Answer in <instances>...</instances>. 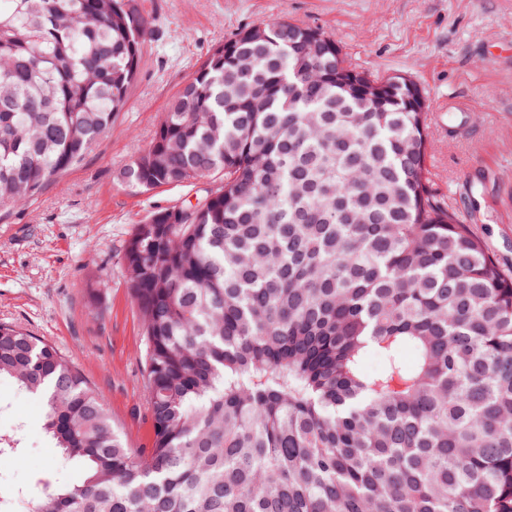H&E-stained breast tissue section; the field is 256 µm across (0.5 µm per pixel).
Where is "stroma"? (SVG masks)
Instances as JSON below:
<instances>
[{"label":"stroma","mask_w":512,"mask_h":512,"mask_svg":"<svg viewBox=\"0 0 512 512\" xmlns=\"http://www.w3.org/2000/svg\"><path fill=\"white\" fill-rule=\"evenodd\" d=\"M154 35L111 132L36 199L0 218V322L52 344L102 397L131 448L153 442L145 336L122 259L136 224L195 200L204 182L135 192L120 170L151 142L168 101L214 48L284 18L333 36L349 60L426 94L433 188L512 272V0H141ZM46 406L0 382V433L20 438L0 468V505L35 512L76 480L42 431Z\"/></svg>","instance_id":"35a3bbf8"}]
</instances>
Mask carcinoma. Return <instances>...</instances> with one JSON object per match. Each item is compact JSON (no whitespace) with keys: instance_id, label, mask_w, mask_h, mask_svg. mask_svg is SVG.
<instances>
[{"instance_id":"carcinoma-1","label":"carcinoma","mask_w":512,"mask_h":512,"mask_svg":"<svg viewBox=\"0 0 512 512\" xmlns=\"http://www.w3.org/2000/svg\"><path fill=\"white\" fill-rule=\"evenodd\" d=\"M258 28L209 54L118 175L214 182L123 247L152 447L0 323V380L46 403L82 472L40 512H512V275L432 188L419 85L319 28ZM152 34L139 0H0V212L112 131ZM20 452L0 434V465Z\"/></svg>"}]
</instances>
